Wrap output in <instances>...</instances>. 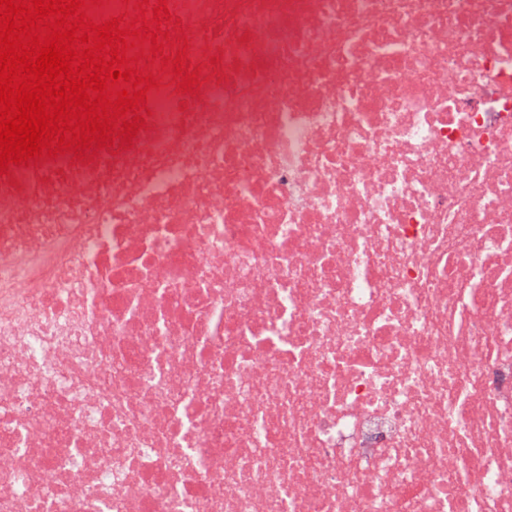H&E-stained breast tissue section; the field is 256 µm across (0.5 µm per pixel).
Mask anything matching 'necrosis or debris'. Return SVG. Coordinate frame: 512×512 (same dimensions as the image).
<instances>
[{
  "label": "necrosis or debris",
  "instance_id": "4bbe7bcc",
  "mask_svg": "<svg viewBox=\"0 0 512 512\" xmlns=\"http://www.w3.org/2000/svg\"><path fill=\"white\" fill-rule=\"evenodd\" d=\"M168 7L199 96L0 177V512H512V0Z\"/></svg>",
  "mask_w": 512,
  "mask_h": 512
}]
</instances>
